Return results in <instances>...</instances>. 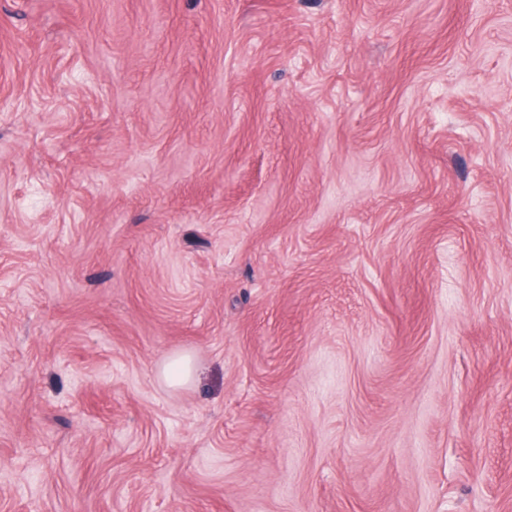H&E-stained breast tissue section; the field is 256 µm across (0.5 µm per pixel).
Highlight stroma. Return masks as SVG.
<instances>
[{"label": "stroma", "mask_w": 512, "mask_h": 512, "mask_svg": "<svg viewBox=\"0 0 512 512\" xmlns=\"http://www.w3.org/2000/svg\"><path fill=\"white\" fill-rule=\"evenodd\" d=\"M0 512H512V0H0ZM193 367L188 356H178L163 369V377L171 385L183 384L192 377Z\"/></svg>", "instance_id": "1"}]
</instances>
